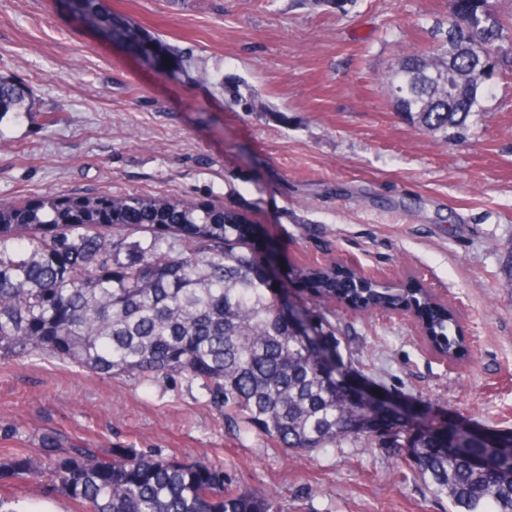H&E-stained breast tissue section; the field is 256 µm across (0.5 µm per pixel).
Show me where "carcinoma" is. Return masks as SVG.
Masks as SVG:
<instances>
[{"instance_id": "carcinoma-1", "label": "carcinoma", "mask_w": 512, "mask_h": 512, "mask_svg": "<svg viewBox=\"0 0 512 512\" xmlns=\"http://www.w3.org/2000/svg\"><path fill=\"white\" fill-rule=\"evenodd\" d=\"M469 25L448 21L436 43L405 55L385 90L397 112L445 141L467 136L483 112L503 22L486 0H460ZM88 21L112 26L102 0H72ZM490 60L479 71L469 50ZM26 88L0 75V114L25 107ZM328 301L363 311H413L442 352L468 348L454 311L425 288L355 282L353 271L300 272ZM279 283L263 270L249 219L233 207L151 195L45 194L0 202V355L48 357L101 375L199 383L238 432L310 452L372 433L346 401L336 372L349 362L328 313L288 318ZM315 323L330 365L301 335ZM409 464L450 512H512V434L496 441L456 428L424 433ZM500 460L479 467V457ZM44 474L87 512H280L230 486L224 466L153 450L62 448L46 438L0 462V482Z\"/></svg>"}]
</instances>
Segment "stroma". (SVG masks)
Listing matches in <instances>:
<instances>
[{
    "label": "stroma",
    "instance_id": "stroma-1",
    "mask_svg": "<svg viewBox=\"0 0 512 512\" xmlns=\"http://www.w3.org/2000/svg\"><path fill=\"white\" fill-rule=\"evenodd\" d=\"M147 55L100 37L70 0H0V74L29 88L0 118V199L150 194L247 213L291 299L296 268L356 266L457 308L469 358L438 359L411 318L329 304L358 390L384 399L369 438L298 453L234 434L198 383L0 359V451L147 448L223 462L282 512H448L408 466L419 423L512 432V28L467 137L403 120L382 81L432 40L451 0H105ZM187 62L152 61L161 43ZM20 512L78 507L51 477L0 483Z\"/></svg>",
    "mask_w": 512,
    "mask_h": 512
}]
</instances>
